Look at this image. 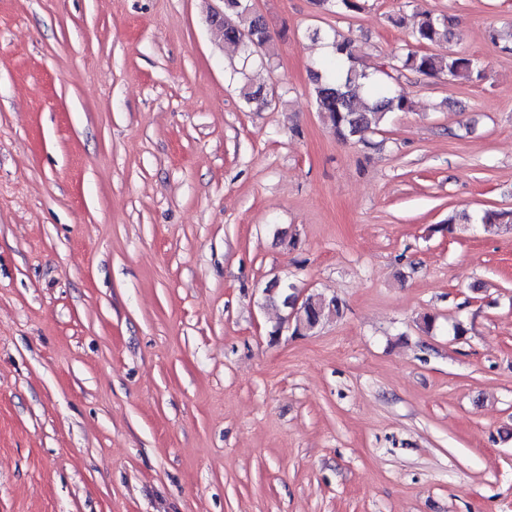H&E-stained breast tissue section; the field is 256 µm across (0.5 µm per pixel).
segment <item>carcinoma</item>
I'll return each mask as SVG.
<instances>
[{
  "mask_svg": "<svg viewBox=\"0 0 512 512\" xmlns=\"http://www.w3.org/2000/svg\"><path fill=\"white\" fill-rule=\"evenodd\" d=\"M234 8L227 11V19L214 26L221 33L224 43L238 47L240 36L249 32L261 41L270 42L267 26L248 8L247 0H230ZM453 36L452 19L430 12L419 13L412 24L411 37L419 46L439 45ZM334 57L313 71V91L317 112L337 140L347 143L355 139L364 140V134L383 124L393 112L411 110V102L401 93L394 91L375 74L361 67L356 46L349 38H334ZM251 54L243 57L241 69L233 70L238 77L240 92L246 105H251L254 95L261 87L254 86L246 73ZM399 68L426 76L445 74L452 81H472L482 77L477 61L467 55L450 53L439 55L418 49H409L397 58ZM484 228L512 223V211L488 208L475 217L464 216ZM343 314V305L335 297L320 294L308 295V303L300 307L295 324L303 327L319 326Z\"/></svg>",
  "mask_w": 512,
  "mask_h": 512,
  "instance_id": "carcinoma-1",
  "label": "carcinoma"
}]
</instances>
